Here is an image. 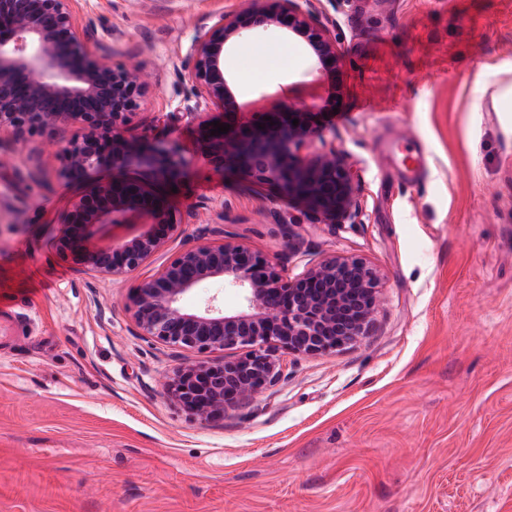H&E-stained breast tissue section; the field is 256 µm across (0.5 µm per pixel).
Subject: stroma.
Returning a JSON list of instances; mask_svg holds the SVG:
<instances>
[{"mask_svg":"<svg viewBox=\"0 0 512 512\" xmlns=\"http://www.w3.org/2000/svg\"><path fill=\"white\" fill-rule=\"evenodd\" d=\"M248 0H72L88 47L138 65L129 134L186 159L160 203L179 228L121 281L56 247L83 184L59 175L80 132L0 131V512H512V0H324L339 64L327 144L356 173L353 224H314L276 186L197 151L180 77L194 36ZM276 66L230 64L238 102L313 76L305 43L256 41ZM414 137L428 164L400 179L382 148ZM231 236L288 264L359 256L381 273L369 332L281 357L279 380L220 418L163 393L197 352L140 335L133 288L179 250Z\"/></svg>","mask_w":512,"mask_h":512,"instance_id":"35a3bbf8","label":"stroma"}]
</instances>
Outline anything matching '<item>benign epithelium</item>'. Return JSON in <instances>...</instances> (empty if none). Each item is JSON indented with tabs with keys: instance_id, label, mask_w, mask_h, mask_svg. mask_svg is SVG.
<instances>
[{
	"instance_id": "obj_1",
	"label": "benign epithelium",
	"mask_w": 512,
	"mask_h": 512,
	"mask_svg": "<svg viewBox=\"0 0 512 512\" xmlns=\"http://www.w3.org/2000/svg\"><path fill=\"white\" fill-rule=\"evenodd\" d=\"M72 0H0V129L51 133L76 123L82 132L64 149L60 176L81 181L112 164L120 174L97 183L68 210L57 249L93 275L122 280L144 266L178 229L173 213L158 206L157 189L176 184L186 160L162 140L128 134L126 123L144 94L136 67L96 56L81 36ZM320 0H251L217 17L192 44L182 74L196 87L187 115L201 119L200 153L245 178L276 184L323 224L354 222L357 185L336 150L299 154L318 131L293 125L316 107L296 94L275 104L261 126L244 123L210 135L206 109L238 113L226 58L239 45L278 31L307 38L319 78L339 61L336 37L317 24ZM141 224L145 230L104 244L100 229ZM380 272L358 256L327 255L298 272L225 235L183 249L133 292L127 312L144 336L197 353L240 348L238 357L195 361L174 368L164 394L188 414L216 419L237 401L273 385L281 375L279 354L336 352L366 335L378 304ZM205 283L236 288L243 303L227 311L212 296L195 307L184 299Z\"/></svg>"
}]
</instances>
